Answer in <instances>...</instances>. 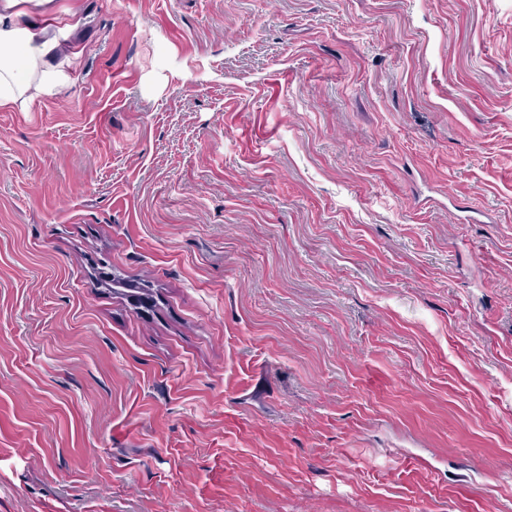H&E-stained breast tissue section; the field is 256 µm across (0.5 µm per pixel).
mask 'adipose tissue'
I'll return each mask as SVG.
<instances>
[{
  "mask_svg": "<svg viewBox=\"0 0 512 512\" xmlns=\"http://www.w3.org/2000/svg\"><path fill=\"white\" fill-rule=\"evenodd\" d=\"M53 0H0V111H27L36 98L67 80L72 56L65 46L69 22L32 20L24 4L44 8Z\"/></svg>",
  "mask_w": 512,
  "mask_h": 512,
  "instance_id": "ef3b65f1",
  "label": "adipose tissue"
}]
</instances>
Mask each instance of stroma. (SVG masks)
<instances>
[{"instance_id":"obj_1","label":"stroma","mask_w":512,"mask_h":512,"mask_svg":"<svg viewBox=\"0 0 512 512\" xmlns=\"http://www.w3.org/2000/svg\"><path fill=\"white\" fill-rule=\"evenodd\" d=\"M54 4L0 512H512V0Z\"/></svg>"}]
</instances>
